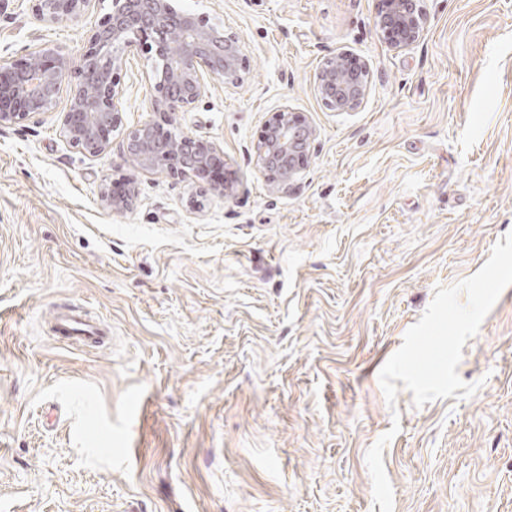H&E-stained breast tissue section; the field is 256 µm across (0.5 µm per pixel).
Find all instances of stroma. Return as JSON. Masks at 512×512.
Here are the masks:
<instances>
[{
	"instance_id": "1",
	"label": "stroma",
	"mask_w": 512,
	"mask_h": 512,
	"mask_svg": "<svg viewBox=\"0 0 512 512\" xmlns=\"http://www.w3.org/2000/svg\"><path fill=\"white\" fill-rule=\"evenodd\" d=\"M243 46L239 87L210 80L164 117L152 62L120 71L123 125L215 143L234 191L136 174L122 137L88 156L61 106L0 127V512H512V286L457 368L468 399L388 405L379 372L434 291L477 273L512 232V0H422L419 40H384L383 0H177ZM111 0L48 23L0 0V58L46 45L80 67ZM342 51L372 78L357 110L314 90ZM289 108L315 127L293 187L254 155ZM136 179L132 209L100 191ZM110 340L70 346L54 311Z\"/></svg>"
}]
</instances>
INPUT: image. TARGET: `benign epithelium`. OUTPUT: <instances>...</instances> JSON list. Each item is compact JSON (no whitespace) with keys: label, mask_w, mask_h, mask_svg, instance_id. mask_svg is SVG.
I'll use <instances>...</instances> for the list:
<instances>
[{"label":"benign epithelium","mask_w":512,"mask_h":512,"mask_svg":"<svg viewBox=\"0 0 512 512\" xmlns=\"http://www.w3.org/2000/svg\"><path fill=\"white\" fill-rule=\"evenodd\" d=\"M35 2L42 18L53 23L81 17L93 0ZM384 4L379 28L389 44L403 49L416 43L425 24L419 0H384ZM89 42L79 82L70 89L69 103L62 111L61 129L71 145L93 157L107 152L110 134L122 126L120 70L127 54L139 51L162 62L161 70L153 73L157 96L152 107L167 116L191 108L210 79L224 80L226 88H236L243 81L239 37L176 8L173 0H112L111 12L91 31ZM69 69V56L47 46L29 50L21 63L0 58V126L53 111ZM370 81L367 65L352 66L344 52L326 61L315 91L330 111L352 112L362 105ZM315 137L316 129L288 108L270 113L255 146V159L275 191L294 185ZM123 152L142 173L173 179L192 173L213 194L233 192V182H214L205 176L214 158H224L209 142L145 122L123 132ZM137 194L134 181L120 194L105 187L101 203L124 212L132 208Z\"/></svg>","instance_id":"1"}]
</instances>
